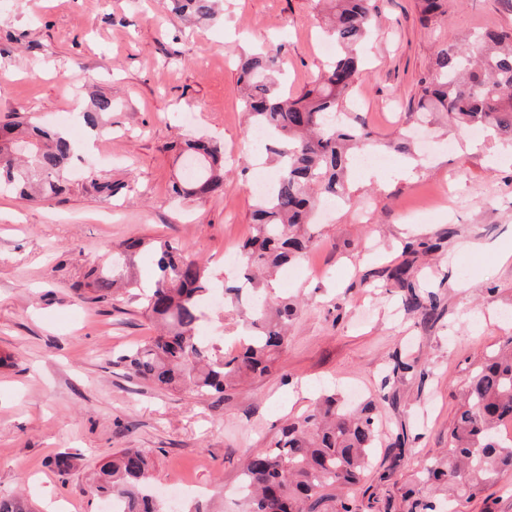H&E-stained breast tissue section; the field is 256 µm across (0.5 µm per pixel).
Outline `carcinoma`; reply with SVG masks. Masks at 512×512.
Masks as SVG:
<instances>
[{
    "label": "carcinoma",
    "mask_w": 512,
    "mask_h": 512,
    "mask_svg": "<svg viewBox=\"0 0 512 512\" xmlns=\"http://www.w3.org/2000/svg\"><path fill=\"white\" fill-rule=\"evenodd\" d=\"M179 19L209 22L216 0H168ZM336 54L311 88L291 96L280 79L278 50L261 47L238 60L241 103L249 129L271 132L267 147L277 171L274 190L255 198L252 236L242 246L244 279L257 269L269 276L300 260L314 244L312 218L317 203L336 197L357 205L346 175L355 156L372 146V133L351 117L349 105L364 72L363 45L379 36L376 0H322ZM425 28L448 16V0H417ZM413 109L423 122L439 116L457 131L483 127L512 141V30H487L470 43L448 35L434 52L431 68L417 82ZM112 111V98L100 95L83 112L96 128ZM178 156L196 162L193 173L171 184L177 198L204 199L224 190V144L186 138L175 144ZM74 144L64 130L34 124L24 117L0 126V191L38 201L70 191ZM121 186L90 175L84 190L111 198ZM439 243L409 242L408 258L389 269L404 311L429 320L440 296L413 273V257ZM156 257V280L144 289L130 273L146 250ZM84 286L100 297L137 294L144 313L164 331L119 356L138 378L169 389L186 386L197 397L220 398L249 375L269 372L281 353L288 323L297 313L284 298L252 308L254 334L242 354L226 357L200 337V322L213 293L207 266L184 246L169 240L129 239L111 259L92 265ZM393 375L425 374L416 361L394 357ZM376 405L345 407L330 392L280 428L247 457L240 482L247 512H353L350 490L365 477L379 439ZM512 422V342L484 357L471 370L464 402L449 429L448 459L422 466L423 483L460 485L475 496L504 471H512V440L498 431ZM155 460L148 448H123L100 465L92 491L100 499L124 502V512H164L148 494ZM409 512H435L436 505L410 490Z\"/></svg>",
    "instance_id": "obj_1"
}]
</instances>
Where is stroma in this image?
<instances>
[{
  "label": "stroma",
  "instance_id": "1",
  "mask_svg": "<svg viewBox=\"0 0 512 512\" xmlns=\"http://www.w3.org/2000/svg\"><path fill=\"white\" fill-rule=\"evenodd\" d=\"M382 34L365 45L356 121L377 140L413 124L417 81L448 32L463 36L512 28V0H448V18L418 22L416 0H377ZM325 19L316 0H224L216 21L189 27L167 0H7L0 8V124L14 114L54 127L79 116L83 82L114 103L106 129L86 132L75 165L123 183L105 200L74 186L60 198L29 202L0 194V496L28 499L33 512H102L89 490L97 463L119 448H149L161 492L185 481L203 488L184 499L191 512H245L233 498L240 467L282 423L323 390L358 388L378 398L386 435L355 494L358 512H407L419 462L442 459L448 427L472 367L512 339V143L428 127L416 160L393 154L412 176L384 181L352 170L348 191L360 206H335L316 226L318 242L278 297L299 305L288 341L269 374L223 399L155 388L116 358L154 336L137 300L97 298L84 288L93 263L131 238L167 239L207 261L216 285L251 231L253 153L240 103L237 56L252 44L280 49L286 90L296 93L327 58ZM211 137L235 157L224 190L177 201L180 171L170 146ZM440 239L416 271L442 299L437 320L399 309L385 269L412 238ZM247 301L225 298L205 323L241 352ZM419 360L424 375L393 379V356ZM408 437L395 461L397 433ZM69 453L73 467L53 464ZM453 512H512V472L485 492L449 495Z\"/></svg>",
  "mask_w": 512,
  "mask_h": 512
}]
</instances>
